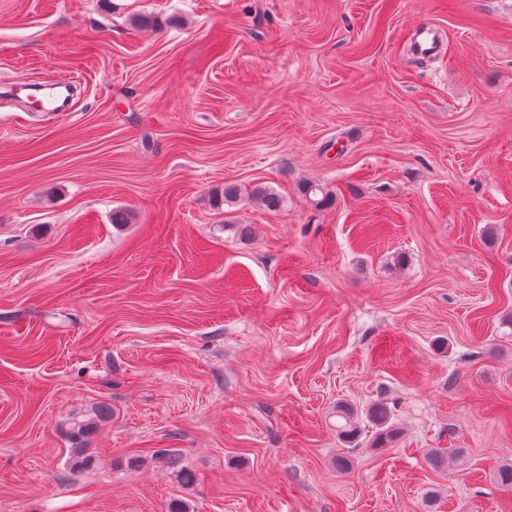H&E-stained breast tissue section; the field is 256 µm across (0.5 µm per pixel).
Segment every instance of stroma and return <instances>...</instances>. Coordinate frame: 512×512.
Segmentation results:
<instances>
[{
    "label": "stroma",
    "mask_w": 512,
    "mask_h": 512,
    "mask_svg": "<svg viewBox=\"0 0 512 512\" xmlns=\"http://www.w3.org/2000/svg\"><path fill=\"white\" fill-rule=\"evenodd\" d=\"M507 462L512 0H0V512H512ZM360 415H364V418L377 429L374 439L375 447H385L399 436L398 428L393 421L392 410L383 400L372 402L364 412L360 411ZM336 418L342 420V423L336 425V430L345 437H355L359 435L360 426L358 425V408L346 402L336 404Z\"/></svg>",
    "instance_id": "1"
}]
</instances>
